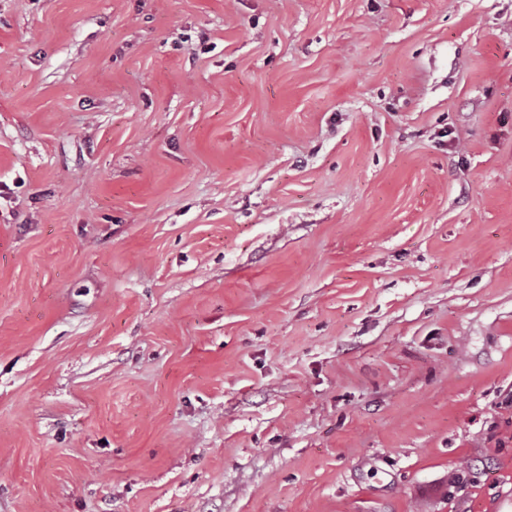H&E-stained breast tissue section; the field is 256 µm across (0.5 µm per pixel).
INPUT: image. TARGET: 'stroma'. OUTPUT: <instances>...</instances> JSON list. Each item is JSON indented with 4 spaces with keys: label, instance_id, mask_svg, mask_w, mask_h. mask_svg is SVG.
Returning a JSON list of instances; mask_svg holds the SVG:
<instances>
[{
    "label": "stroma",
    "instance_id": "obj_1",
    "mask_svg": "<svg viewBox=\"0 0 512 512\" xmlns=\"http://www.w3.org/2000/svg\"><path fill=\"white\" fill-rule=\"evenodd\" d=\"M0 512H512V0H0Z\"/></svg>",
    "mask_w": 512,
    "mask_h": 512
}]
</instances>
